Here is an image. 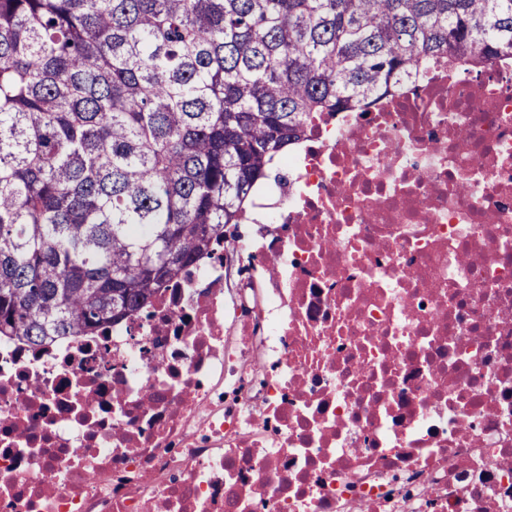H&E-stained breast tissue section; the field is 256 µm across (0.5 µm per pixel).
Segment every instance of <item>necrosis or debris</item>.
I'll return each mask as SVG.
<instances>
[{
	"label": "necrosis or debris",
	"instance_id": "1",
	"mask_svg": "<svg viewBox=\"0 0 512 512\" xmlns=\"http://www.w3.org/2000/svg\"><path fill=\"white\" fill-rule=\"evenodd\" d=\"M149 315L0 340V512H512V56L314 118ZM261 269L258 262L252 259L246 252L234 256L231 267V279L258 278Z\"/></svg>",
	"mask_w": 512,
	"mask_h": 512
}]
</instances>
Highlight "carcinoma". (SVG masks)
Returning <instances> with one entry per match:
<instances>
[{"mask_svg": "<svg viewBox=\"0 0 512 512\" xmlns=\"http://www.w3.org/2000/svg\"><path fill=\"white\" fill-rule=\"evenodd\" d=\"M502 53L512 0H0V337L145 309L313 116Z\"/></svg>", "mask_w": 512, "mask_h": 512, "instance_id": "carcinoma-1", "label": "carcinoma"}]
</instances>
